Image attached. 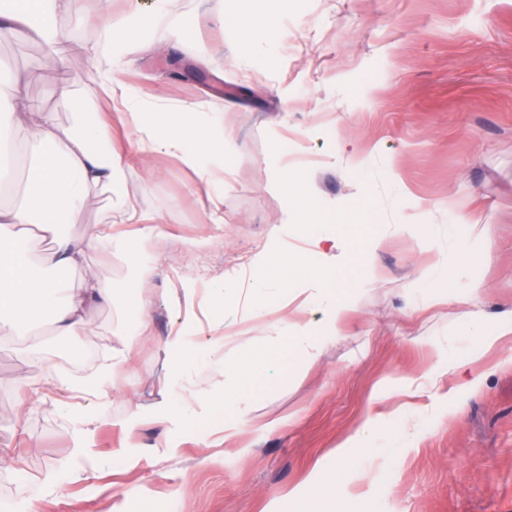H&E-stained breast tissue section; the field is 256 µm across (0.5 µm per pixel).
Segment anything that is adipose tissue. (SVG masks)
Wrapping results in <instances>:
<instances>
[{"instance_id":"1","label":"adipose tissue","mask_w":512,"mask_h":512,"mask_svg":"<svg viewBox=\"0 0 512 512\" xmlns=\"http://www.w3.org/2000/svg\"><path fill=\"white\" fill-rule=\"evenodd\" d=\"M73 0H0V39L14 37L19 30L35 29L50 49L53 62L63 59L64 37L53 25L54 19L70 12ZM178 15L172 0H155L149 11L132 6L129 13L116 16L111 0H99L96 22L110 37L126 42L134 29L155 33L161 45L179 41ZM231 23L237 28L246 48L241 58L244 67L253 69L264 61L278 42V16L268 0H240ZM90 76L102 90L106 112L77 127H59L52 113L39 110L28 97L30 84L46 79L47 70L13 73L0 81V102L9 110V127H0V168L14 161L11 130L27 135L32 159L24 198L21 203L0 205V322L21 336L30 335L34 324L51 323L63 336H85L87 325L82 311L85 303L112 298V279L96 267L91 247L63 231V224L79 214L87 202V192L95 186H109L124 169L134 167L145 156L166 153L194 171L200 181L211 187L208 196L210 223L224 221L221 203L224 197V147L233 137L219 113L199 112L193 105H145L137 92L116 78L124 63L122 54L96 49L92 52ZM118 114L133 136L122 154L101 155L90 148L106 127L107 112ZM156 217L139 211L128 201L110 210L98 238L110 263L121 267L127 278H140L154 260L153 237ZM22 224L35 225L50 248L41 261L30 254L28 238L17 235ZM121 224L138 225L135 237L118 232ZM84 269L79 288H69L60 280V272ZM116 344L104 354L91 377L70 382V390L103 400L108 396L114 364L125 361L130 337L125 328L114 333ZM238 384L224 393L225 440L234 439L248 425V409L253 398V372L246 363L232 369Z\"/></svg>"}]
</instances>
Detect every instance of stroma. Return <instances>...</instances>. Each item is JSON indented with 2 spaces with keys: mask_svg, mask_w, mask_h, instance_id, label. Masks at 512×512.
Returning a JSON list of instances; mask_svg holds the SVG:
<instances>
[{
  "mask_svg": "<svg viewBox=\"0 0 512 512\" xmlns=\"http://www.w3.org/2000/svg\"><path fill=\"white\" fill-rule=\"evenodd\" d=\"M97 0H75L57 28L83 32L69 41L65 65L29 87L32 103L71 127L102 99L87 80L98 40ZM237 0H200L182 19L183 49L169 53L137 33L120 80L142 95L220 112L235 141L224 157V221L208 223L205 189L176 158L156 155L126 170L113 189L91 191L66 224L96 242L112 198L125 197L160 221L158 261L141 284L114 303L86 305L96 336H55L37 327L42 347L0 326V500L39 512H512V0H280L279 46L262 67L241 66V48L225 16ZM12 70L44 61L34 37L0 41ZM278 124L280 137L269 127ZM287 170L292 199L266 191ZM312 217L288 229V253L321 263L313 224L336 225L344 263L366 229L379 243L375 279L352 272V310L314 362L270 358L267 322L302 315L324 332L321 308L296 306L323 280L290 281L289 298L255 286L282 276L267 263L272 230L286 204ZM413 222L388 228L390 210ZM490 227L488 242L469 241V224ZM453 225L457 252L446 278L425 281L447 241L435 226ZM206 235L205 252L184 240ZM234 280V296L214 287ZM480 282V325L455 320L456 298ZM147 321L127 362L112 371L110 401L68 392L70 378L91 373L110 346L124 303ZM224 346L208 355L213 325ZM190 326L202 370L175 381L163 342ZM240 360L259 372L249 413L252 429L230 445L201 447L224 435V366ZM46 399L22 407L20 385ZM196 400L198 415L160 413L176 396ZM98 413L87 456L72 455L63 405ZM280 417L271 431L258 423ZM374 429L345 445L368 417ZM60 466L55 486L44 471ZM365 472L361 489L340 482Z\"/></svg>",
  "mask_w": 512,
  "mask_h": 512,
  "instance_id": "1",
  "label": "stroma"
}]
</instances>
